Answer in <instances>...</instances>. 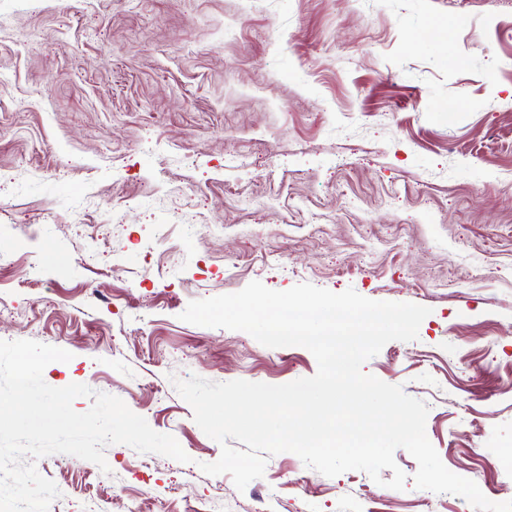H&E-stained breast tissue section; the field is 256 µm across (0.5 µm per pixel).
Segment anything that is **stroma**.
<instances>
[{"label":"stroma","instance_id":"1","mask_svg":"<svg viewBox=\"0 0 512 512\" xmlns=\"http://www.w3.org/2000/svg\"><path fill=\"white\" fill-rule=\"evenodd\" d=\"M0 340L121 398L186 463L36 460L49 512H473L268 457L238 491L174 379L313 376L306 348L181 321L257 280L429 307L363 370L424 401L443 464L512 500V0H0ZM237 157L240 173L224 170ZM233 189H226V181Z\"/></svg>","mask_w":512,"mask_h":512}]
</instances>
